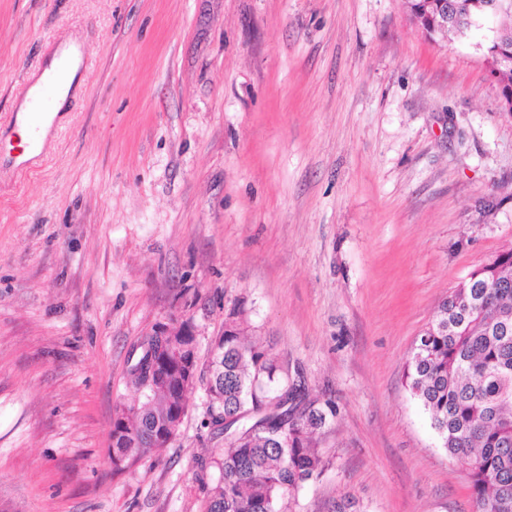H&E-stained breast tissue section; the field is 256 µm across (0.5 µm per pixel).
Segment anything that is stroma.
I'll use <instances>...</instances> for the list:
<instances>
[{
  "label": "stroma",
  "mask_w": 512,
  "mask_h": 512,
  "mask_svg": "<svg viewBox=\"0 0 512 512\" xmlns=\"http://www.w3.org/2000/svg\"><path fill=\"white\" fill-rule=\"evenodd\" d=\"M486 27L403 0H0V134L58 43L87 65L43 162L0 156V512H206L203 388L112 470L155 326L199 365L235 304L336 417L284 512H474L403 369L440 302L512 247V117ZM425 1H429L430 5L427 7L432 8L434 15L426 9L421 20L427 18V21H430L433 26L448 27V29L434 30L426 26L430 38L434 39L436 36H447L449 34L457 37L467 36L476 27V22L488 15L489 9L486 4L493 0H406L405 4L413 23L415 18L419 16V11L425 7ZM433 1L440 2L433 3ZM448 9L451 10L454 18L452 24H448V21H450ZM485 21L493 22L492 15H488ZM414 25L419 32L426 34V31L419 24L414 23Z\"/></svg>",
  "instance_id": "35a3bbf8"
}]
</instances>
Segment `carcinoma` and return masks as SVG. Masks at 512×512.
Instances as JSON below:
<instances>
[{
	"mask_svg": "<svg viewBox=\"0 0 512 512\" xmlns=\"http://www.w3.org/2000/svg\"><path fill=\"white\" fill-rule=\"evenodd\" d=\"M489 0H448L454 22L428 29L430 38L468 35L488 15ZM487 56L502 109L512 116V0H502ZM244 310L235 306L214 340L217 356L198 371L208 397L213 435L224 453L199 462L207 512H283L281 503L319 478L330 460L314 434L336 416L331 402L306 401L305 387L256 342L245 341ZM167 388L154 391L136 370L129 382L145 398L137 404L140 433L112 449L120 472L168 439L160 428L186 411L183 368L166 371ZM403 379L428 413L448 455L468 470L475 512H512V254L488 260L439 304L420 336Z\"/></svg>",
	"mask_w": 512,
	"mask_h": 512,
	"instance_id": "cac0c4a2",
	"label": "carcinoma"
}]
</instances>
